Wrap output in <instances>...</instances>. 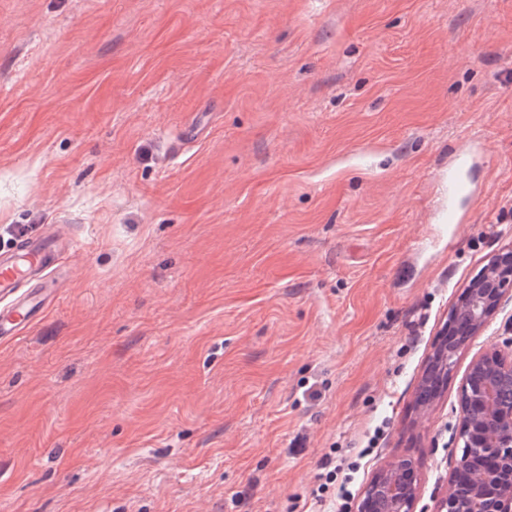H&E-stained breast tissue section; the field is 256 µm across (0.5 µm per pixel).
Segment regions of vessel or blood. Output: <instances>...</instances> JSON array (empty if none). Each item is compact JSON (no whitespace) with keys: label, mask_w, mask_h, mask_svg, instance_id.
<instances>
[{"label":"vessel or blood","mask_w":512,"mask_h":512,"mask_svg":"<svg viewBox=\"0 0 512 512\" xmlns=\"http://www.w3.org/2000/svg\"><path fill=\"white\" fill-rule=\"evenodd\" d=\"M466 166V157H458L456 168L448 173V199L452 203L473 193L464 174ZM83 247L69 225L54 224L28 242L25 259H18L13 249H0V342L12 340L31 327L51 302L53 291L37 287L36 282L51 267L56 253L73 256Z\"/></svg>","instance_id":"obj_1"}]
</instances>
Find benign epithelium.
<instances>
[{
	"label": "benign epithelium",
	"instance_id": "7a95c632",
	"mask_svg": "<svg viewBox=\"0 0 512 512\" xmlns=\"http://www.w3.org/2000/svg\"><path fill=\"white\" fill-rule=\"evenodd\" d=\"M512 300V249L496 252L448 312L421 384H440L461 347L489 323L497 307ZM474 357L461 390V456L448 491L435 512H512V404L498 399L497 379L512 371V339ZM384 484L380 512H416L417 484L411 459L402 458L378 475Z\"/></svg>",
	"mask_w": 512,
	"mask_h": 512
}]
</instances>
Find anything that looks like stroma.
Returning <instances> with one entry per match:
<instances>
[{
	"label": "stroma",
	"instance_id": "stroma-1",
	"mask_svg": "<svg viewBox=\"0 0 512 512\" xmlns=\"http://www.w3.org/2000/svg\"><path fill=\"white\" fill-rule=\"evenodd\" d=\"M476 195L451 224L448 171ZM68 224L0 343V512H434L472 359L419 380L512 246V0H0V242ZM371 483L357 505L356 512H372L370 491L373 486L380 483L385 486L384 499L377 507L381 512H416L418 492L415 468L411 459H399Z\"/></svg>",
	"mask_w": 512,
	"mask_h": 512
}]
</instances>
